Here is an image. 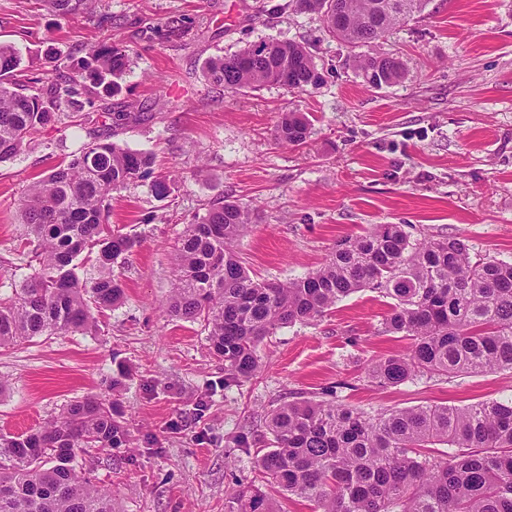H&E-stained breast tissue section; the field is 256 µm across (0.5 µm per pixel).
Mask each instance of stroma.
I'll use <instances>...</instances> for the list:
<instances>
[{"label":"stroma","mask_w":512,"mask_h":512,"mask_svg":"<svg viewBox=\"0 0 512 512\" xmlns=\"http://www.w3.org/2000/svg\"><path fill=\"white\" fill-rule=\"evenodd\" d=\"M111 15V30L97 23ZM185 21L176 40L154 28ZM276 39L309 47L323 84L310 94L277 85L227 92L202 75L208 59ZM0 43L41 78L71 73L87 50L121 44L130 66L91 115L146 112L113 142L147 152L150 174L112 195V225L139 244L114 267L123 302L89 336L39 337L0 348V434L43 425L69 401L113 402L130 441L83 455L78 475L112 492L114 512H228L249 486L255 454L234 437L263 429L283 401L337 387L377 413L512 398V370L422 377L380 387L368 361L408 340L384 333L388 300L364 289L321 319L279 329L260 346V371L225 386L200 324L169 316L172 247L186 224L222 197L250 203L260 222L237 250L251 276L286 281L323 264L338 241L374 224L412 237L461 236L475 252L512 261V0H429L379 44L406 69L398 84H363L351 50L289 0H95L93 15L61 18L41 0H0ZM311 123L306 142L280 145V113ZM88 126L49 125L0 163V261L24 277L19 199L89 142Z\"/></svg>","instance_id":"obj_1"}]
</instances>
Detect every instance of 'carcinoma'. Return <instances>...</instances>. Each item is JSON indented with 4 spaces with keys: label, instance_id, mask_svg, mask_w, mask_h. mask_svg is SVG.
Returning <instances> with one entry per match:
<instances>
[{
    "label": "carcinoma",
    "instance_id": "1",
    "mask_svg": "<svg viewBox=\"0 0 512 512\" xmlns=\"http://www.w3.org/2000/svg\"><path fill=\"white\" fill-rule=\"evenodd\" d=\"M51 12L78 16L90 0H42ZM321 17L333 38L368 51L353 57L363 82L391 86L405 77L400 60L373 51L427 0H337L349 23L330 15L331 0H292ZM126 49L104 45L78 69L45 80L19 77V58L0 44V162L15 157L62 114L84 119V104L101 86L117 87ZM317 64L303 45L262 39L205 62L207 81L224 90L279 85L308 92ZM145 114L104 112L100 129L79 155L31 183L18 221L33 237L37 268L0 293V347L40 336L91 334L92 310L124 298L114 274L138 240L112 229V193L144 178L152 156L111 141L112 129ZM310 122L283 112L276 135L299 145ZM248 203L216 199L186 226L173 250L176 279L167 299L171 316L199 322L212 354L224 362V386L259 369L258 348L278 329L323 316L364 288L392 300L384 331L413 341L405 352L371 361L367 377L394 386L419 376L512 370V263L481 256L460 236L413 240L401 224H375L346 238L324 265L286 282L249 275L237 242L258 223ZM97 248L99 277L79 278L80 256ZM329 398L302 397L272 411L265 432L241 435L236 447L256 446L259 482L315 506L316 512H512V399L427 405L370 414ZM129 442L110 401L87 395L57 416L17 436L0 434V512H112V491L78 476L74 462L88 448ZM447 452L435 456L437 447ZM229 512H280L255 484L238 490Z\"/></svg>",
    "mask_w": 512,
    "mask_h": 512
}]
</instances>
